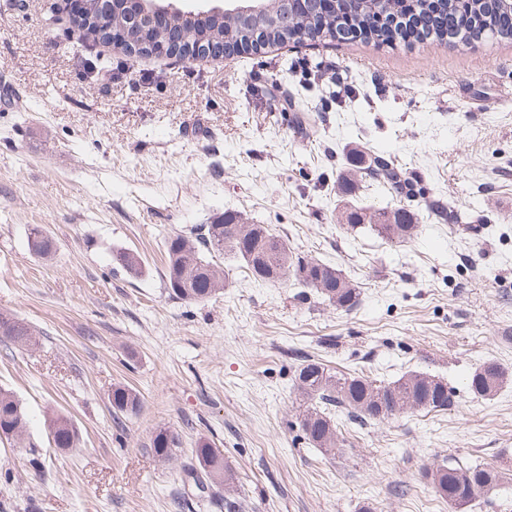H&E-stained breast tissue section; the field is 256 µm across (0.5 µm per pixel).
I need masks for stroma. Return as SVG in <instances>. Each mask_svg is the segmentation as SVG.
Returning a JSON list of instances; mask_svg holds the SVG:
<instances>
[{
    "label": "stroma",
    "mask_w": 512,
    "mask_h": 512,
    "mask_svg": "<svg viewBox=\"0 0 512 512\" xmlns=\"http://www.w3.org/2000/svg\"><path fill=\"white\" fill-rule=\"evenodd\" d=\"M66 7L0 0V313L39 333L0 340V389L29 422L0 439V512H203L181 474L202 440L243 512H454L422 477L448 461L502 475L463 512H512V378L485 400L469 389L485 361L512 374V43L127 57L74 46L67 22H48ZM354 142L412 177L406 242L342 226L336 176ZM436 201L460 222L429 215ZM227 212L340 269L358 306L256 283L230 257L222 292L170 296L167 239ZM35 225L50 257L28 247ZM120 248L141 275L113 264ZM306 357L387 383L427 373L453 405L341 423L343 447L324 454L298 425ZM119 384L137 413L113 409ZM57 413L76 447H54ZM160 428L176 438L169 461L150 446ZM28 246L34 254L48 256L53 252L55 242L43 227L36 225L29 230Z\"/></svg>",
    "instance_id": "1"
}]
</instances>
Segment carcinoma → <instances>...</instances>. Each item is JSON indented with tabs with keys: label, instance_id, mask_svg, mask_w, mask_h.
<instances>
[{
	"label": "carcinoma",
	"instance_id": "obj_1",
	"mask_svg": "<svg viewBox=\"0 0 512 512\" xmlns=\"http://www.w3.org/2000/svg\"><path fill=\"white\" fill-rule=\"evenodd\" d=\"M273 16L286 10L292 25L287 29L269 26L262 32L265 44L283 45L309 34L312 40L346 43L360 36L374 44L402 43L406 46L428 40L448 45L512 41V0H327L321 6L284 0H264ZM98 0H87L86 11L78 20L85 42L109 40L112 21H100ZM249 30L226 25L216 18L196 28L172 26L164 30L143 27L136 43L143 54L149 45L173 38L190 42L205 37L209 41L236 44ZM369 175L386 194L412 200L413 181L381 155L353 151L348 167L337 174L336 184L346 195L355 191L357 176ZM346 229L355 231L370 225L382 237L402 243L417 227L414 211L404 206L385 204L367 212L350 209L343 212ZM28 246L39 256L50 255L54 239L41 226L29 230ZM231 254L242 261L254 279L262 282H286L290 279L316 292L328 304L345 311L359 304L360 292L340 270L293 253L286 240L274 235L263 224H241V217L224 215L204 224L194 235L176 234L166 243V285L171 293L188 303H199L224 289V276L211 258ZM112 263L132 275L142 272V260L125 249L112 251ZM0 337L21 346L37 343L36 331L25 322L0 313ZM297 391L308 401L300 428L309 444L327 454L341 447L339 427L332 410L346 412L349 420L365 424L383 422L411 411L446 410L453 405L451 393L442 380L424 373H410L382 384L360 375L338 376L323 363L305 359L294 375ZM506 382L504 369L489 362L471 375L469 387L480 398L494 396ZM112 406L119 412L134 414L140 407L136 392L117 387L112 392ZM28 421L14 395L0 389V437L21 438ZM49 435L57 448H72L76 432L64 416L48 423ZM151 446L157 457L169 460L175 447L174 435L160 429L152 436ZM186 477L201 488L195 491L198 501H205L218 512H242V497L234 485V473L224 462V455L202 441L196 448V464L182 466ZM436 492L455 509H462L493 488L501 474L482 465L442 464L424 472ZM224 486V495L215 488Z\"/></svg>",
	"mask_w": 512,
	"mask_h": 512
}]
</instances>
